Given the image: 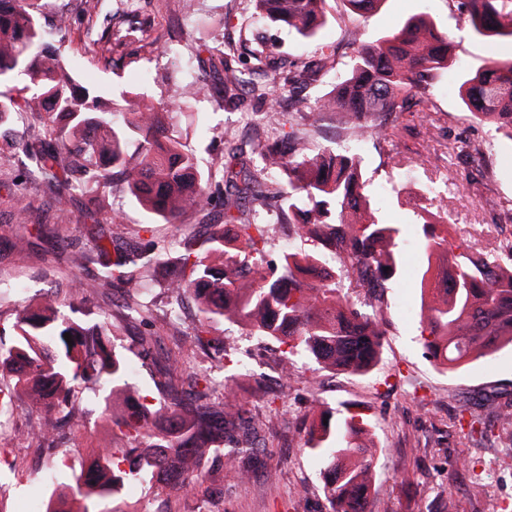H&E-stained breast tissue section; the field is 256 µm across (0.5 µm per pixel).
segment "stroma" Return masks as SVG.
I'll use <instances>...</instances> for the list:
<instances>
[{
    "label": "stroma",
    "instance_id": "1",
    "mask_svg": "<svg viewBox=\"0 0 512 512\" xmlns=\"http://www.w3.org/2000/svg\"><path fill=\"white\" fill-rule=\"evenodd\" d=\"M326 11L327 26L305 39L260 18L253 0H85L71 16L62 48L75 81L104 94L134 91L176 103L184 87L195 84L193 111L176 115L174 129L205 172L221 170L232 158L251 164L250 140L289 121L305 129L314 146L361 158L372 208L402 223L403 241L417 238L415 215L426 210L433 223L447 225L450 251L472 247L512 259V212L504 207L512 200V143L466 111L456 82L458 69L478 67L493 55L511 58L512 41L476 35L456 0H381L366 19L353 16L344 0H327ZM417 15L448 33L449 67L428 99L390 118L387 139L357 143L341 136L333 114L306 112L302 99L259 98L246 86L236 101L224 98L225 66L246 70L260 56L274 77L291 62H319L322 46H335L343 56L350 39L376 40ZM212 46L222 47V54L210 55ZM245 115L251 123L243 127ZM79 217L58 212L42 188L29 187L17 199L0 185V284L11 289L0 300V313L55 290L69 302H98V295L74 293L72 284L83 273L57 246L61 238L84 239ZM38 224L44 237L35 234ZM424 267L423 252L402 250L384 290L381 358L363 375L305 366L284 378L277 343L234 321L213 323L210 338L223 343L232 360L220 371L201 358L194 369L210 371L217 381L235 379L246 410L265 415L261 463L239 480L214 470L203 499L141 483L128 488L126 502L147 512H330L320 462L297 428L316 402L340 417L360 402L374 445L371 512H512V421L497 413L498 391H512V349L443 372L426 356L420 336ZM254 371L262 374L261 384L251 379ZM275 396L285 401L284 411H267V398ZM464 408L492 424L488 437L471 441L454 426L453 416ZM38 417L27 401L15 400L9 426L0 431V512H29L32 491L45 502L53 490L74 483L92 448L111 435L88 415L68 432L57 457L36 470L23 439Z\"/></svg>",
    "mask_w": 512,
    "mask_h": 512
}]
</instances>
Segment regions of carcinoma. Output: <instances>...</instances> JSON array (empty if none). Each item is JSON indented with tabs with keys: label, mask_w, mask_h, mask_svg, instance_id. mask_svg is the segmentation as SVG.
<instances>
[{
	"label": "carcinoma",
	"mask_w": 512,
	"mask_h": 512,
	"mask_svg": "<svg viewBox=\"0 0 512 512\" xmlns=\"http://www.w3.org/2000/svg\"><path fill=\"white\" fill-rule=\"evenodd\" d=\"M326 2L255 0V8L267 21L311 38L327 22ZM345 2L352 14L366 18L378 0ZM457 3L477 35L512 39V0ZM449 45L447 33L413 16L394 32L356 44L347 76L310 103L309 111L336 113L352 140L384 139L389 117L404 111L409 99L429 95L446 68ZM309 77L306 63L295 62L282 89L297 94ZM0 78L13 82L9 92H0V124L22 107L37 114L38 126L18 143L17 187L29 181L41 186L60 211L79 200L82 221L98 227L82 245L63 241L73 267L94 266L74 284L77 292L106 299L118 293L122 308L147 327L161 320L178 329L188 298L200 313L189 344L177 355L160 352L153 332L139 336L138 352L164 361L153 376L158 399L130 395L119 412L111 400L130 384L112 345L121 321L113 320L110 309L99 304L85 320L82 309L46 294L35 305L15 307L8 324H0V372L13 381L0 386V428L8 425V409L21 393L46 413L36 443L52 447L62 428L86 415L83 394H103L99 419L111 426L112 438L93 449L76 485L81 512H129L106 503L121 499L134 481L193 492L214 467L228 466L243 476L245 463L257 459L254 439L265 427L262 415L243 411L230 382L218 388L205 374L182 372L200 352L221 366L228 360L224 345L205 338L212 323L235 319L274 340L290 374L300 354L338 374L362 375L377 364L387 334L383 288L398 267L401 227L371 211L359 157L316 148L292 128L252 144L251 154L262 162L258 172L243 166L224 170L218 180L206 176L195 154L169 130L175 105L126 91L116 105L76 84L62 43L49 38L40 23V0H0ZM241 83L240 71L224 68V98L234 99ZM460 88L467 111L496 124L512 141V61L489 60L464 74ZM115 170L122 190L175 225L174 232L161 236L156 225L143 224L131 240L118 216L101 225L98 215L109 207ZM269 174L277 178L288 223L313 249L273 257L267 249L270 224L235 215L240 200L265 197ZM217 206L224 223L210 224L202 234L179 223L189 211ZM227 224L236 227L231 240L224 236ZM420 247L426 256L421 291L437 299L420 306L428 357L453 372L512 345V265L464 248L453 254L446 275L432 273V258L448 252V235L425 221ZM330 252L336 254L334 275L326 272ZM149 281L166 297L157 312L141 301ZM360 423V415L338 420L323 407L299 429L305 446L322 461L331 512H370L373 457Z\"/></svg>",
	"instance_id": "carcinoma-1"
}]
</instances>
